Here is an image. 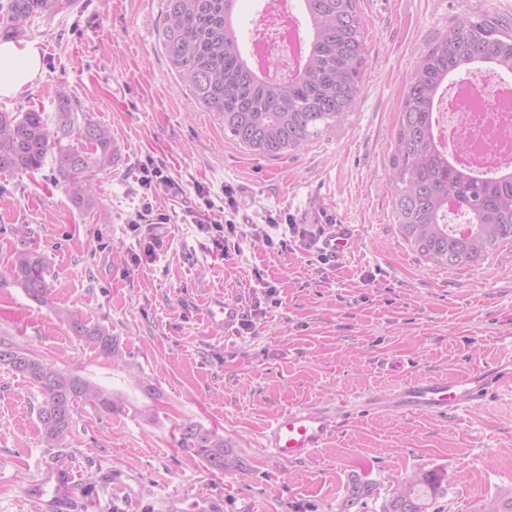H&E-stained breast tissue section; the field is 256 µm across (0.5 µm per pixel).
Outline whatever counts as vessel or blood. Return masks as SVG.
I'll return each mask as SVG.
<instances>
[{
    "label": "vessel or blood",
    "instance_id": "1",
    "mask_svg": "<svg viewBox=\"0 0 512 512\" xmlns=\"http://www.w3.org/2000/svg\"><path fill=\"white\" fill-rule=\"evenodd\" d=\"M354 237L347 224L329 225L321 242L326 256L340 258ZM215 318L225 332L240 324V302L216 300ZM503 379L500 371L478 368L466 376L424 375L393 388L359 396L354 404H340L329 412L312 404L297 405L279 414L263 434L265 448L280 460L300 462L310 458L338 431L343 420L360 411H388L403 414L429 413L448 416L483 401ZM38 495L46 512H69L73 490L67 478L48 477L39 485Z\"/></svg>",
    "mask_w": 512,
    "mask_h": 512
}]
</instances>
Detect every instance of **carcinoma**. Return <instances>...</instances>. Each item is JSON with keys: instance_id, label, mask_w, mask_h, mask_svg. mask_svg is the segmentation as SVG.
I'll return each instance as SVG.
<instances>
[{"instance_id": "cac0c4a2", "label": "carcinoma", "mask_w": 512, "mask_h": 512, "mask_svg": "<svg viewBox=\"0 0 512 512\" xmlns=\"http://www.w3.org/2000/svg\"><path fill=\"white\" fill-rule=\"evenodd\" d=\"M75 0H0V40H15L30 19L50 18ZM237 0H167L161 41L171 68L197 104L213 113L244 149L276 158L304 149L341 124L356 107L368 49L358 0H301L308 34L304 61L281 78L255 72L235 25ZM485 66L512 74V31L486 19L467 18L441 35L415 63L398 112L390 185L393 217L401 235L424 259L444 267L475 266L512 244V171L475 174L452 164L434 130V105L443 83ZM55 126L42 113L0 112V172L33 173L53 155L56 172L79 207H93L94 181L112 168V132L83 112L81 103L56 91ZM469 220L464 234L446 222L448 207ZM14 282L27 297L48 302L46 265L25 246L11 260ZM71 332L106 357L115 352L109 330L78 312H66ZM0 364L31 380L44 397L38 419L46 442L61 445L72 433L78 402L107 413L112 394L0 340ZM182 447L220 472H245L225 448L224 436L183 421ZM437 469L417 470L392 482L382 512H432L446 493Z\"/></svg>"}]
</instances>
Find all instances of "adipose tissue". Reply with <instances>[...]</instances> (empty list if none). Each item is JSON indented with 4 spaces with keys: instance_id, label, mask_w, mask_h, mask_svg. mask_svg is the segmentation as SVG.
<instances>
[{
    "instance_id": "obj_1",
    "label": "adipose tissue",
    "mask_w": 512,
    "mask_h": 512,
    "mask_svg": "<svg viewBox=\"0 0 512 512\" xmlns=\"http://www.w3.org/2000/svg\"><path fill=\"white\" fill-rule=\"evenodd\" d=\"M44 77L45 65L37 42H0V99L24 94Z\"/></svg>"
}]
</instances>
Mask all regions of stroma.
<instances>
[{
	"mask_svg": "<svg viewBox=\"0 0 512 512\" xmlns=\"http://www.w3.org/2000/svg\"><path fill=\"white\" fill-rule=\"evenodd\" d=\"M166 0H77L24 25L39 42L46 76L0 112L55 117V90L112 129L124 161L99 174L95 206L77 208L46 160L32 174H0V338L111 392L122 410L78 404L73 431L46 443L37 386L0 365V512H33L36 485L69 477L77 512H163L167 497L220 500L222 512H342L355 482L374 492L358 512H381L393 479L446 474L444 512H478L512 497V380L481 404L445 418L359 413L313 458L287 463L261 445L265 425L289 406L326 407L418 375L462 376L512 360V249L455 269L427 263L401 237L389 184L406 78L458 20L512 29V0H359L368 48L363 90L343 124L304 150L251 153L200 111L171 68L159 29ZM158 168L182 186L172 196L142 187ZM224 222L228 254L212 250L189 212L198 189ZM153 211L139 230L130 222ZM355 228L348 256L256 226L309 223L314 215ZM26 226V240L14 230ZM42 254L50 302L30 300L10 274L19 245ZM241 301L253 331L225 334L208 320L214 298ZM81 312L108 328L106 357L60 319ZM218 431L245 459L247 478L211 469L182 448L178 425ZM122 475L132 486L112 483Z\"/></svg>",
	"mask_w": 512,
	"mask_h": 512,
	"instance_id": "1",
	"label": "stroma"
}]
</instances>
